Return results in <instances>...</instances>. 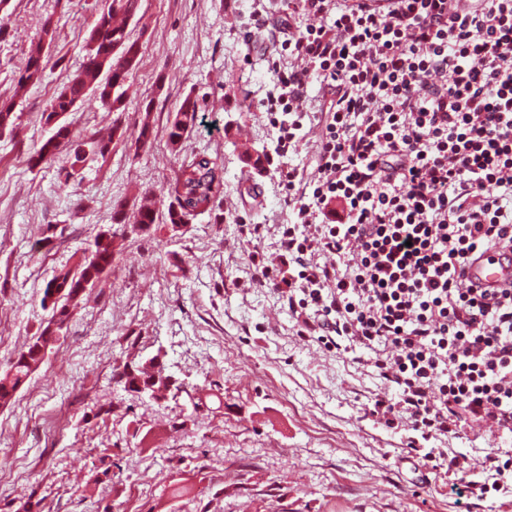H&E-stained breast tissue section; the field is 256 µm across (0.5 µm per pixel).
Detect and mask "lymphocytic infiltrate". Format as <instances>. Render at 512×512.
Instances as JSON below:
<instances>
[{
  "mask_svg": "<svg viewBox=\"0 0 512 512\" xmlns=\"http://www.w3.org/2000/svg\"><path fill=\"white\" fill-rule=\"evenodd\" d=\"M267 52L277 158L308 122L321 133L312 172L276 168L297 221L257 278L284 283L300 334L366 350L395 390L370 415L408 427L422 467L485 497L512 456L488 452L474 471L428 443L512 433V285L458 274L512 249V0H297ZM314 82L324 101L309 113Z\"/></svg>",
  "mask_w": 512,
  "mask_h": 512,
  "instance_id": "obj_1",
  "label": "lymphocytic infiltrate"
}]
</instances>
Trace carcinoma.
<instances>
[{"label":"carcinoma","mask_w":512,"mask_h":512,"mask_svg":"<svg viewBox=\"0 0 512 512\" xmlns=\"http://www.w3.org/2000/svg\"><path fill=\"white\" fill-rule=\"evenodd\" d=\"M138 8L139 0H105L104 7L96 13L88 31L90 49L83 66L56 92L47 108L41 112L40 121L52 129V136L28 155L30 168L43 165L59 148L72 142L73 132L68 115L87 96H95L109 113L124 111L127 78L142 57V47L130 38L126 27V20L133 17ZM55 37L56 27L48 18L42 26L39 40L29 47L25 72L19 78V84L32 83L42 77L47 65L46 46ZM201 108L199 98L191 94L184 98L167 130L168 141L173 147L182 145L186 134L194 127ZM153 133V126L146 118L131 137L134 144L144 146L151 142ZM112 141L111 137L106 140L91 137L85 147L74 149L64 180L79 173L87 155L105 156ZM169 195L172 200L167 207V219L174 226L186 224L199 214L212 212L224 197L223 167L215 158L205 155L193 157L178 168ZM133 218L142 230H150L156 223L154 204H140L133 212ZM113 238L112 227L101 229L81 259L78 272L61 270L45 283L41 305L50 310V318L41 327L39 335L0 373V408L11 403L21 386L41 366V348L51 345L67 331L73 311L86 289L111 270ZM115 377L117 383L123 385V390H146L155 400L163 399L172 390L178 389L171 376L162 373L154 357L144 362L122 364V370Z\"/></svg>","instance_id":"obj_1"}]
</instances>
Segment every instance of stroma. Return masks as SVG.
<instances>
[{
    "instance_id": "stroma-1",
    "label": "stroma",
    "mask_w": 512,
    "mask_h": 512,
    "mask_svg": "<svg viewBox=\"0 0 512 512\" xmlns=\"http://www.w3.org/2000/svg\"><path fill=\"white\" fill-rule=\"evenodd\" d=\"M97 2L9 0L0 11V101L14 100L17 115L0 134V371L47 318L45 282L75 268L116 204L150 191L167 208L175 170L198 154L223 165L224 199L177 230L117 226L111 271L0 409V512L31 494L42 512H461L445 471L407 455L406 431L365 417L385 381L357 351L299 335L279 290L256 279V263L280 254L278 225L296 214L274 168L242 159L273 154L277 139L260 107L272 75L248 38L257 12L277 19L288 0H140L129 28L143 56L122 124L149 120L154 141H114L66 181L68 150L36 169L26 158L49 136L40 113L82 66ZM49 15L58 36L44 74L16 95ZM189 94L204 104L175 153L167 127ZM47 224L63 235L35 248ZM247 224L263 225L260 238L243 235ZM159 353L184 386L178 400L114 383V367ZM196 401L200 411L184 416ZM441 446L476 468L490 450L512 454V435L482 429Z\"/></svg>"
}]
</instances>
